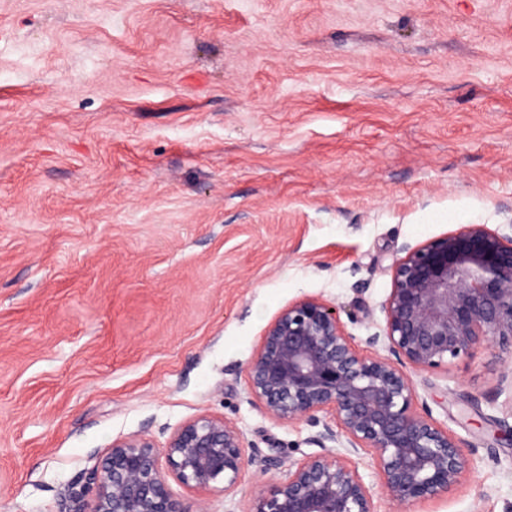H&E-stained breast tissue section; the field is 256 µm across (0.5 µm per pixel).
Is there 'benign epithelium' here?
<instances>
[{
  "label": "benign epithelium",
  "mask_w": 512,
  "mask_h": 512,
  "mask_svg": "<svg viewBox=\"0 0 512 512\" xmlns=\"http://www.w3.org/2000/svg\"><path fill=\"white\" fill-rule=\"evenodd\" d=\"M382 308L384 334L366 337L382 353L359 349L340 310L313 298L288 305L265 329L250 392L275 420L306 419L325 452L289 465L287 478L268 485L249 512H374L353 458L364 448L382 490L401 505L458 484L468 459L448 430L417 411L403 368L435 369L483 346L512 355V224H468L404 249ZM249 447L235 424L209 414L173 432L165 471L150 438L115 440L92 471L91 512H193L172 496L169 478L231 492L246 465L279 464ZM60 512H86L84 492L68 491Z\"/></svg>",
  "instance_id": "7a95c632"
}]
</instances>
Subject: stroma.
<instances>
[{"instance_id":"35a3bbf8","label":"stroma","mask_w":512,"mask_h":512,"mask_svg":"<svg viewBox=\"0 0 512 512\" xmlns=\"http://www.w3.org/2000/svg\"><path fill=\"white\" fill-rule=\"evenodd\" d=\"M512 222V0H0V512H59L113 442L225 418L262 453L194 512L318 454L248 387L297 300L382 332L402 248ZM512 357L408 370L469 458L410 505L512 512Z\"/></svg>"}]
</instances>
